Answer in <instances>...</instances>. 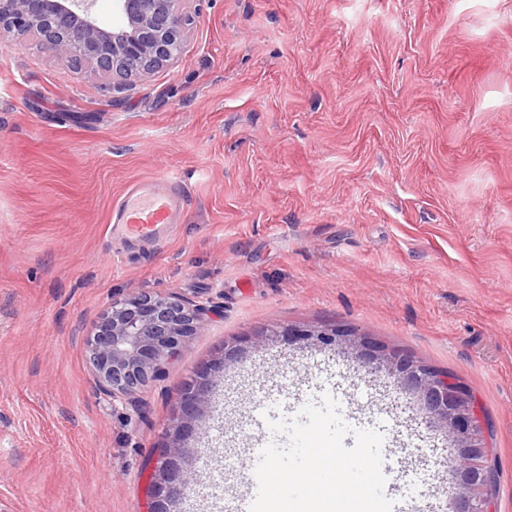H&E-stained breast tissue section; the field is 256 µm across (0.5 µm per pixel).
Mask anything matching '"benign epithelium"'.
Returning <instances> with one entry per match:
<instances>
[{
    "label": "benign epithelium",
    "mask_w": 512,
    "mask_h": 512,
    "mask_svg": "<svg viewBox=\"0 0 512 512\" xmlns=\"http://www.w3.org/2000/svg\"><path fill=\"white\" fill-rule=\"evenodd\" d=\"M96 0H0V44L37 34L54 56L86 63L106 77L133 82L176 61L183 49L182 28L190 0H114L123 23L100 26ZM208 309L175 293L134 292L112 302L87 340L90 364L101 391L112 400L136 405L135 395L152 381L187 343ZM309 346L348 349L376 372L394 376L417 396L425 414L452 437L455 512H490L493 472L478 408L464 388L420 361L381 349L364 352L365 341L335 326L290 328ZM238 358V350L203 367L194 386L179 393L166 443L150 475L149 512H171V505L197 480L187 468L185 450L197 422L213 402L216 374Z\"/></svg>",
    "instance_id": "1"
}]
</instances>
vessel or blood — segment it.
<instances>
[{"label":"vessel or blood","mask_w":512,"mask_h":512,"mask_svg":"<svg viewBox=\"0 0 512 512\" xmlns=\"http://www.w3.org/2000/svg\"><path fill=\"white\" fill-rule=\"evenodd\" d=\"M179 180L172 175H164L161 183L142 182L132 184L113 205L110 222L115 231L125 239L156 245L168 235L171 224L177 223L180 201L177 189ZM302 400H285L270 403L264 417L253 419L251 427L257 434V447H264L273 439L268 427L269 420L294 418L302 407ZM383 472L387 477L385 495L393 500V512H409L413 500L427 496L426 484H419L411 491L401 493L395 490L393 479L396 473V452L390 443L381 447ZM257 457H250L244 475L247 490L233 501V512H249L256 496L258 483L254 473Z\"/></svg>","instance_id":"b4317fda"}]
</instances>
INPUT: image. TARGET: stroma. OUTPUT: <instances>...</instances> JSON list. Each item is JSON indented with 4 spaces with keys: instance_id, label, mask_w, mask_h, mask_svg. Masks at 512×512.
<instances>
[{
    "instance_id": "1",
    "label": "stroma",
    "mask_w": 512,
    "mask_h": 512,
    "mask_svg": "<svg viewBox=\"0 0 512 512\" xmlns=\"http://www.w3.org/2000/svg\"><path fill=\"white\" fill-rule=\"evenodd\" d=\"M166 171L183 222L113 238V203ZM133 292L209 314L131 407L86 337ZM320 325L461 380L512 512V0H192L177 62L122 86L0 45V512H147L173 404L228 344L188 447L206 512L265 398L313 386L385 429L402 483L447 482L452 441L393 377L283 335Z\"/></svg>"
}]
</instances>
